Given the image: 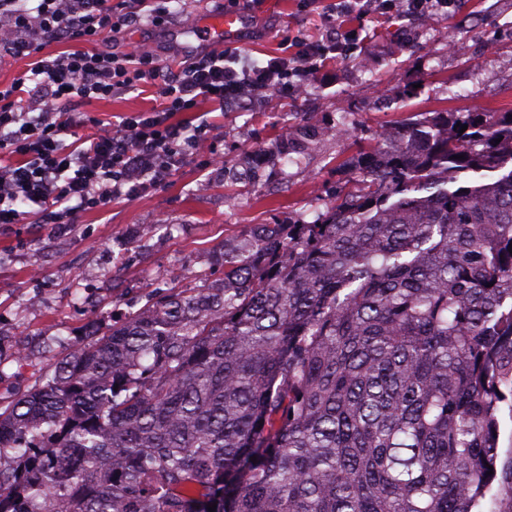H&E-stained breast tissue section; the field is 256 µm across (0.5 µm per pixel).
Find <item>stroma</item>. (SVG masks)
Instances as JSON below:
<instances>
[{
  "label": "stroma",
  "instance_id": "stroma-1",
  "mask_svg": "<svg viewBox=\"0 0 512 512\" xmlns=\"http://www.w3.org/2000/svg\"><path fill=\"white\" fill-rule=\"evenodd\" d=\"M216 0H173L164 27L113 43L152 48L163 65L212 50L194 36ZM248 60L285 54L296 31L320 33L299 0H240ZM355 52L327 61L305 96L267 93L243 111L198 102L221 168L187 157L167 185L78 223L35 215L0 227V403L25 394L85 335L107 333L170 290L222 277L224 241L261 224L310 222L361 188L355 161L384 128L420 112H512V0H456L409 19L355 23Z\"/></svg>",
  "mask_w": 512,
  "mask_h": 512
}]
</instances>
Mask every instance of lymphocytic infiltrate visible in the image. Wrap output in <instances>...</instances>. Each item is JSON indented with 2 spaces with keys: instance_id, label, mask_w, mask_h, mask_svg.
<instances>
[{
  "instance_id": "lymphocytic-infiltrate-1",
  "label": "lymphocytic infiltrate",
  "mask_w": 512,
  "mask_h": 512,
  "mask_svg": "<svg viewBox=\"0 0 512 512\" xmlns=\"http://www.w3.org/2000/svg\"><path fill=\"white\" fill-rule=\"evenodd\" d=\"M170 0H0V57H25L30 68L0 84V227L20 223L30 208L43 224H73L80 213L104 211L117 200L166 186L186 157L208 148L210 125L187 113L205 99L217 110L242 105L271 90L307 87L331 55L348 54L354 41L333 16L393 9L405 16L450 7L452 0H301L317 12L321 39L296 36L289 53L264 64L233 49L160 67L144 45L101 50L126 29L168 22ZM58 53H50V46ZM154 90L158 106L130 112L116 124L84 113L96 100ZM79 126L90 135L68 140Z\"/></svg>"
}]
</instances>
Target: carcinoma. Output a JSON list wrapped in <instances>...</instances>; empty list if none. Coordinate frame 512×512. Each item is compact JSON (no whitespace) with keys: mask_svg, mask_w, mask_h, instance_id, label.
<instances>
[{"mask_svg":"<svg viewBox=\"0 0 512 512\" xmlns=\"http://www.w3.org/2000/svg\"><path fill=\"white\" fill-rule=\"evenodd\" d=\"M357 164L1 406L0 512H512V112Z\"/></svg>","mask_w":512,"mask_h":512,"instance_id":"carcinoma-1","label":"carcinoma"}]
</instances>
